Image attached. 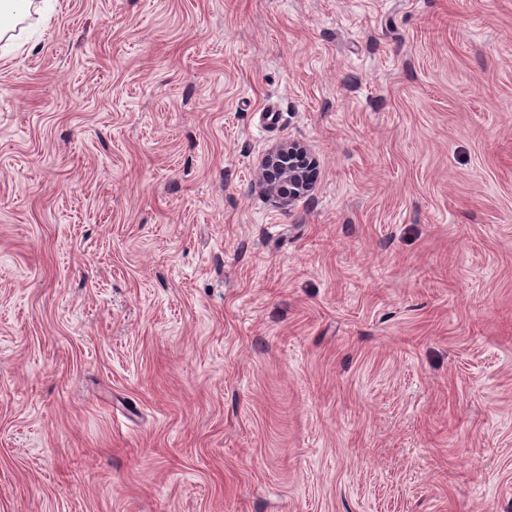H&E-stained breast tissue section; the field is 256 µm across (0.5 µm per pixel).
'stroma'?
<instances>
[{"label": "stroma", "instance_id": "obj_1", "mask_svg": "<svg viewBox=\"0 0 512 512\" xmlns=\"http://www.w3.org/2000/svg\"><path fill=\"white\" fill-rule=\"evenodd\" d=\"M50 2L0 59V512H512V0ZM306 155L311 161L312 172L296 168L293 157ZM260 184L269 195L290 203L308 195L315 188V163L307 149L299 143L284 141L271 148L261 159ZM288 187V191L285 188Z\"/></svg>", "mask_w": 512, "mask_h": 512}]
</instances>
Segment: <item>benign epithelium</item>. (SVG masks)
<instances>
[{
	"instance_id": "7a95c632",
	"label": "benign epithelium",
	"mask_w": 512,
	"mask_h": 512,
	"mask_svg": "<svg viewBox=\"0 0 512 512\" xmlns=\"http://www.w3.org/2000/svg\"><path fill=\"white\" fill-rule=\"evenodd\" d=\"M308 154L307 149L292 141L271 148L261 159L260 184L264 191L284 202L308 195L315 188L314 173L296 168L294 157Z\"/></svg>"
}]
</instances>
